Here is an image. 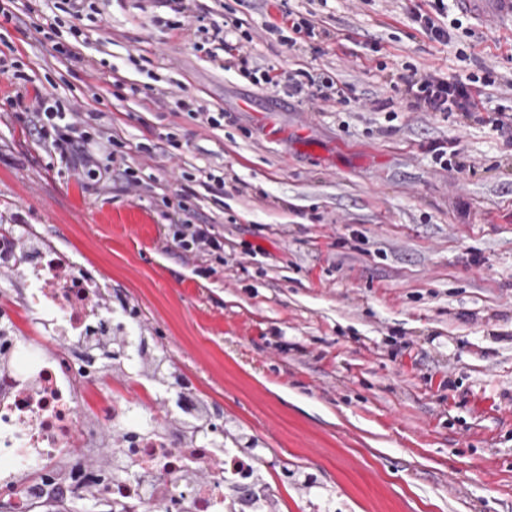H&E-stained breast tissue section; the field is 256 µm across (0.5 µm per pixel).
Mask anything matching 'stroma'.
<instances>
[{
	"instance_id": "1",
	"label": "stroma",
	"mask_w": 512,
	"mask_h": 512,
	"mask_svg": "<svg viewBox=\"0 0 512 512\" xmlns=\"http://www.w3.org/2000/svg\"><path fill=\"white\" fill-rule=\"evenodd\" d=\"M448 45L411 19L430 0H287L321 37L285 45L275 0H195L191 17L157 0H94L59 13L56 40L93 56L95 73L59 61L25 24L0 16V227L25 259L54 250L106 287L121 335L143 337L136 367L98 355V390L132 388L166 352L187 388L158 424L185 433L220 410L225 441L252 443L270 484L267 512H512V145L460 113L412 109L389 71L491 70L482 92L512 106V22L460 16ZM243 41L250 65L331 76L342 103H310L227 66L203 31ZM167 99L122 96L120 84ZM43 89L96 112L113 144L102 164L139 184L91 189L61 171L6 98ZM194 98L220 125L174 109ZM172 136L166 155L150 153ZM458 150L441 168L432 145ZM224 191L209 187V175ZM192 191L179 201L181 187ZM223 240L186 254L169 216ZM26 283L0 270V310L26 331Z\"/></svg>"
}]
</instances>
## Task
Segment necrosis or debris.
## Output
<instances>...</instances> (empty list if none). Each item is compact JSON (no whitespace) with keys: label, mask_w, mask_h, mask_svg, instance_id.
I'll use <instances>...</instances> for the list:
<instances>
[{"label":"necrosis or debris","mask_w":512,"mask_h":512,"mask_svg":"<svg viewBox=\"0 0 512 512\" xmlns=\"http://www.w3.org/2000/svg\"><path fill=\"white\" fill-rule=\"evenodd\" d=\"M22 268L34 316L33 337H0V490L10 512L36 507L59 512L72 502L93 499L113 512H260L262 495L249 480L258 460L199 439L193 447L154 425L147 402L112 394L101 416L120 432L111 463L99 468L82 460L85 429L79 391L99 379L93 345L108 318L98 283L75 277L69 263L50 250L22 262L12 235H0V268ZM64 336L69 348L48 352ZM206 469V481H186V470Z\"/></svg>","instance_id":"1"}]
</instances>
